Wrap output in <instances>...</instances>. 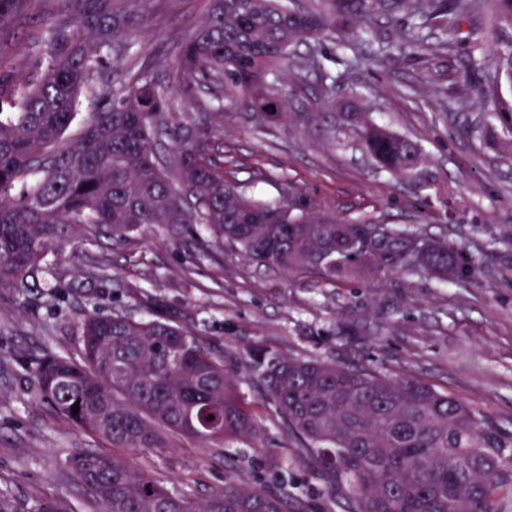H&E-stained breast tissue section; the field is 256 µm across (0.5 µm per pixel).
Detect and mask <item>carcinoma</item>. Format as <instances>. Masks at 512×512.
Masks as SVG:
<instances>
[{
  "label": "carcinoma",
  "instance_id": "1",
  "mask_svg": "<svg viewBox=\"0 0 512 512\" xmlns=\"http://www.w3.org/2000/svg\"><path fill=\"white\" fill-rule=\"evenodd\" d=\"M149 0H0V289L22 287L53 251L84 230L126 238L147 224L208 229L245 256L286 273L312 270L357 280L389 271H427L469 281L477 267L444 241L393 224L342 222L283 201H259L224 179L201 137L224 131V103L260 120L288 116L275 87L277 68L307 38L343 47L370 31L379 13L402 12L441 31L451 47L475 0H207L206 17L165 55H140L136 38ZM493 26H473L467 73L490 63L485 125L508 118L512 135V0H485ZM50 20L29 33L22 67L4 51L36 10ZM90 98L93 111L68 130ZM190 108L208 130L178 132ZM366 151L384 169L415 173L418 144L392 135L360 112ZM79 357L48 354L34 380L41 396L114 448L164 447V431L207 447L260 446L256 414L235 376L192 335L159 320L88 314ZM268 400L321 470L343 512H512V437L480 413L412 376L390 378L316 360L266 362ZM79 404V412L72 406ZM214 416L208 420V416ZM68 465L98 512H301L285 483L273 490L230 479L194 502L151 470L81 450ZM0 512H70L66 506L18 508L0 494Z\"/></svg>",
  "mask_w": 512,
  "mask_h": 512
}]
</instances>
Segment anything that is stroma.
Returning <instances> with one entry per match:
<instances>
[{
	"label": "stroma",
	"instance_id": "stroma-1",
	"mask_svg": "<svg viewBox=\"0 0 512 512\" xmlns=\"http://www.w3.org/2000/svg\"><path fill=\"white\" fill-rule=\"evenodd\" d=\"M204 12L205 0H153L139 50L164 52ZM371 29L351 50L329 40L298 42L294 59L315 56L323 66L284 69L287 121L249 120L225 106L224 132L206 140V151L254 199L406 226L477 261L475 279L442 283L399 271L332 282L258 264L201 231L177 234L163 224L121 240L77 236L25 287L0 290V490L19 506L95 512L67 459L109 445L48 404L33 374L45 354L79 350L77 326L93 311L165 320L237 373L239 394L262 428L261 448L204 447L172 435L165 447L128 454L195 501L232 475L272 488L288 482L304 512H340L266 397L260 375L273 356L419 378L512 436V141L500 136L488 145L480 136L491 108L481 92L488 73L466 74L467 41L448 51L430 32V49L418 50L401 14L378 15ZM350 102L420 145L417 173L379 168L358 127L341 120ZM93 258L106 263L107 279L86 275ZM343 323L359 325L360 334L337 335ZM228 456L235 469L226 468Z\"/></svg>",
	"mask_w": 512,
	"mask_h": 512
}]
</instances>
